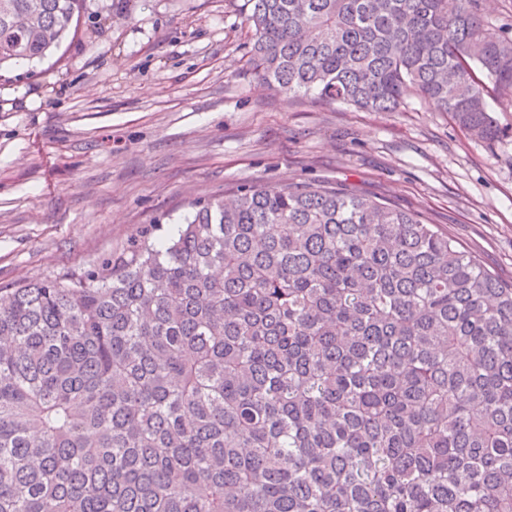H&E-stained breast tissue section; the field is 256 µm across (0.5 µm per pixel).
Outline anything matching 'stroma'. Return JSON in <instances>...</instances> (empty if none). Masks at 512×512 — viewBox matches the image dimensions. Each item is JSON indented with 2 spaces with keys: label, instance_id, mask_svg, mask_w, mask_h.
<instances>
[{
  "label": "stroma",
  "instance_id": "1",
  "mask_svg": "<svg viewBox=\"0 0 512 512\" xmlns=\"http://www.w3.org/2000/svg\"><path fill=\"white\" fill-rule=\"evenodd\" d=\"M59 61L0 72V288L174 235L237 185L346 183L512 282V98L488 144L419 97L392 112L288 96L249 63L247 0H89Z\"/></svg>",
  "mask_w": 512,
  "mask_h": 512
}]
</instances>
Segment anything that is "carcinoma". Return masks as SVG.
Wrapping results in <instances>:
<instances>
[{"mask_svg": "<svg viewBox=\"0 0 512 512\" xmlns=\"http://www.w3.org/2000/svg\"><path fill=\"white\" fill-rule=\"evenodd\" d=\"M255 74L484 142L512 25L479 0H249ZM87 0H0V65ZM79 273L0 293V512H512V283L347 184L194 200Z\"/></svg>", "mask_w": 512, "mask_h": 512, "instance_id": "1", "label": "carcinoma"}]
</instances>
